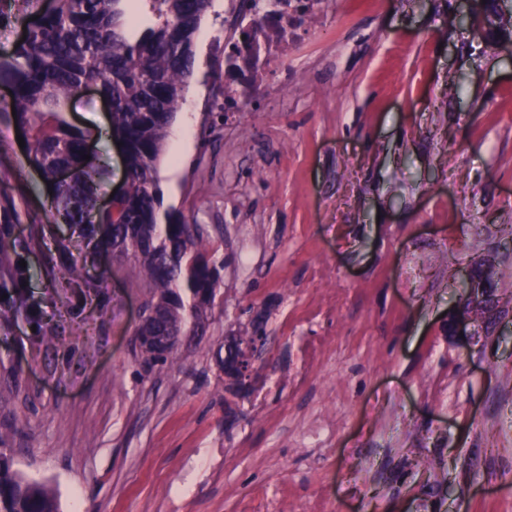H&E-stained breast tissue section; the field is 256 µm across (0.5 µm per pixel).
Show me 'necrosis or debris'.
<instances>
[{"mask_svg": "<svg viewBox=\"0 0 512 512\" xmlns=\"http://www.w3.org/2000/svg\"><path fill=\"white\" fill-rule=\"evenodd\" d=\"M315 38L311 14L289 0H224L225 119L253 111L284 61Z\"/></svg>", "mask_w": 512, "mask_h": 512, "instance_id": "4bbe7bcc", "label": "necrosis or debris"}]
</instances>
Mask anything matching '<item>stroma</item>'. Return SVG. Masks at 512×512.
Returning <instances> with one entry per match:
<instances>
[{"mask_svg": "<svg viewBox=\"0 0 512 512\" xmlns=\"http://www.w3.org/2000/svg\"><path fill=\"white\" fill-rule=\"evenodd\" d=\"M297 2L322 39L237 125L223 9L196 33L159 187L207 226L224 272L205 335L162 368L135 345L144 288L48 211L0 120V198L40 303L0 323V444L60 512H512V57L460 26L466 0ZM30 11L0 0L1 53ZM65 114L107 169V201L124 174L107 106L90 88ZM62 242L84 267L73 283ZM489 252L501 320L489 333L473 316L463 349L448 334L460 272ZM259 317L272 341L251 392L229 396L217 351ZM319 338L331 364L286 392L287 414L261 408L257 391Z\"/></svg>", "mask_w": 512, "mask_h": 512, "instance_id": "obj_1", "label": "stroma"}]
</instances>
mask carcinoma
<instances>
[{
    "mask_svg": "<svg viewBox=\"0 0 512 512\" xmlns=\"http://www.w3.org/2000/svg\"><path fill=\"white\" fill-rule=\"evenodd\" d=\"M212 0H55L28 25V36L8 53H0V83L13 89L14 122L25 134L27 159L54 183L49 211L68 224L83 223L105 176L101 165L83 159L86 135L70 125L61 102L94 83L110 103L111 132L124 146L127 189L112 210L97 215L98 245L127 263L144 282L148 301L160 320L146 329L161 336H202L206 314L214 304L224 261L211 245L208 228L182 212L164 207L157 168L169 129L183 99L185 80L195 62V35ZM494 34L500 44L512 41V17L504 19L496 4ZM72 170L67 184L54 182L55 168ZM15 206L0 199V321L20 311L15 295L29 270L12 257L8 225ZM256 336L269 345L263 322H251L244 336L224 342L223 367L237 361L240 344ZM139 358L149 367L165 365L163 355L144 343ZM0 512H59L47 485L16 470L7 449L0 450Z\"/></svg>",
    "mask_w": 512,
    "mask_h": 512,
    "instance_id": "carcinoma-1",
    "label": "carcinoma"
}]
</instances>
